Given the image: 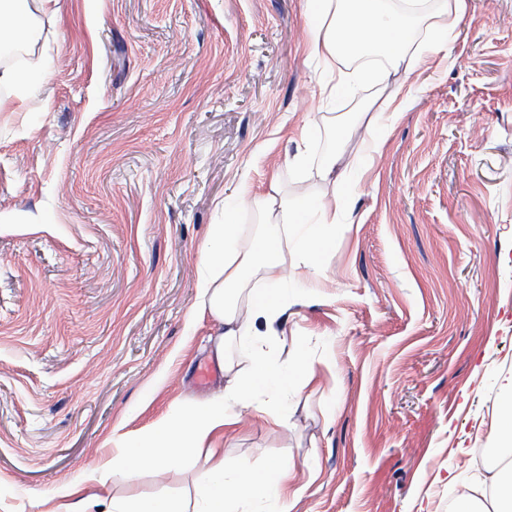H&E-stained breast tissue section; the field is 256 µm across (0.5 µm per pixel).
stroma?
I'll list each match as a JSON object with an SVG mask.
<instances>
[{"label":"stroma","instance_id":"35a3bbf8","mask_svg":"<svg viewBox=\"0 0 512 512\" xmlns=\"http://www.w3.org/2000/svg\"><path fill=\"white\" fill-rule=\"evenodd\" d=\"M304 0H62L0 90V512H41L58 486L209 381L198 251L218 202L279 177L347 195L351 221L320 258L308 303L278 331L316 373L280 427L243 416L228 468L284 460L289 512H448L494 447L512 378V0H466L455 40L388 88L355 84L334 110L314 86ZM402 109L369 153L359 115L380 90ZM361 158L354 189L293 167ZM204 461L118 495L179 497ZM32 69H18L15 67H0V87H8L14 91L15 100L21 104L34 93L37 85L41 86L44 77L32 75Z\"/></svg>","mask_w":512,"mask_h":512}]
</instances>
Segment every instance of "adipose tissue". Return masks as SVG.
I'll return each instance as SVG.
<instances>
[{"mask_svg":"<svg viewBox=\"0 0 512 512\" xmlns=\"http://www.w3.org/2000/svg\"><path fill=\"white\" fill-rule=\"evenodd\" d=\"M61 0H0V15L10 26L7 39L24 46L31 39L37 13L55 14ZM310 54L322 61L333 82L321 84V100L335 103L339 90L360 80L367 64L379 67L381 79L411 74L422 51L414 36L418 28H447L415 7L394 10L388 0H307ZM248 189L240 187L224 205V221L211 225L199 249L198 302L193 312L217 319L222 332L211 351L224 372L222 393L173 411L144 435L113 434L114 450L107 460L88 466L82 485L63 484L52 495L54 512H232V504L259 500L269 512H288L285 505L290 469L281 461L256 473L248 465L228 471L224 457L206 444L223 428L237 424L242 411L288 424L284 397L294 382L311 383L313 372L300 362L295 348L277 337L275 326L292 297L288 285L316 274L320 257L336 236L335 222L323 221L328 210L322 198L284 192L271 178L258 207L266 229L247 251L239 249L238 214L248 204ZM291 237L295 256L284 270L282 239ZM263 274L268 287L240 305L245 281ZM250 340L251 364L236 370L227 359L230 346ZM496 445L482 475L462 483L452 512H512V379L497 399ZM207 451L209 467L203 481L183 497L136 498L110 494V477L132 478L135 470L153 468L164 474L199 451Z\"/></svg>","mask_w":512,"mask_h":512,"instance_id":"1","label":"adipose tissue"}]
</instances>
